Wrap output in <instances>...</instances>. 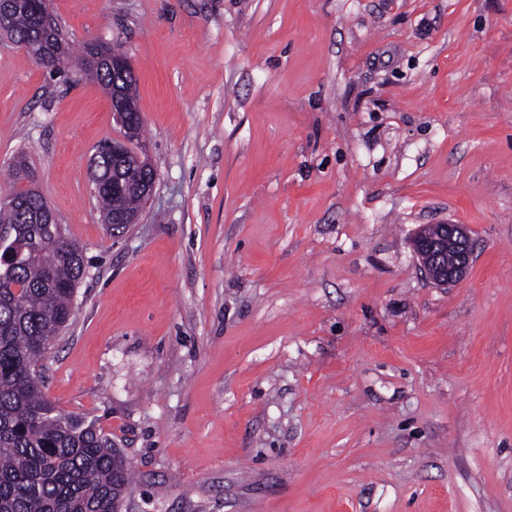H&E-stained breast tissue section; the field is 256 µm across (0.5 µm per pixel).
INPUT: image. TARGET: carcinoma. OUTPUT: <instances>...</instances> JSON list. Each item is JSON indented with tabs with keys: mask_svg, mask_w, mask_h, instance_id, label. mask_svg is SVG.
<instances>
[{
	"mask_svg": "<svg viewBox=\"0 0 512 512\" xmlns=\"http://www.w3.org/2000/svg\"><path fill=\"white\" fill-rule=\"evenodd\" d=\"M8 15L9 38L51 51L48 69L66 67L71 47L62 30L39 33L26 0H12ZM85 74L127 90L128 115L142 121L127 73L87 66ZM95 173L103 223L139 210L133 182L142 172L119 171L112 157L99 155ZM120 174L130 187L115 193L112 178ZM46 209L31 188L15 190L0 207V256H13L0 262V512H118L130 466L95 422L57 410L40 379L49 350L76 317V290L86 272L83 252L63 226L41 223Z\"/></svg>",
	"mask_w": 512,
	"mask_h": 512,
	"instance_id": "1",
	"label": "carcinoma"
}]
</instances>
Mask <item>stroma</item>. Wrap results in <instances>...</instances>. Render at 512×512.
I'll return each mask as SVG.
<instances>
[{"label": "stroma", "instance_id": "obj_1", "mask_svg": "<svg viewBox=\"0 0 512 512\" xmlns=\"http://www.w3.org/2000/svg\"><path fill=\"white\" fill-rule=\"evenodd\" d=\"M123 51L156 170L79 66L0 35V204L25 156L87 274L45 392L132 467L122 512H512V0H50ZM465 225L432 283L428 224ZM96 159L95 173L100 187L96 188L93 184L94 196L102 215L103 224H112V215L119 212L138 211L143 204L142 197L138 188L133 185L128 187L125 192H112V189L115 188L112 185V178L126 175L127 172L125 170L118 171L110 156L98 155ZM136 176L140 178L143 176L142 172L138 171V167L127 174L125 180L128 185L135 183ZM413 249L426 276L442 286L460 281L472 263L473 248L461 224H438L435 232L420 230L413 239ZM451 252L455 256L448 255Z\"/></svg>", "mask_w": 512, "mask_h": 512}]
</instances>
